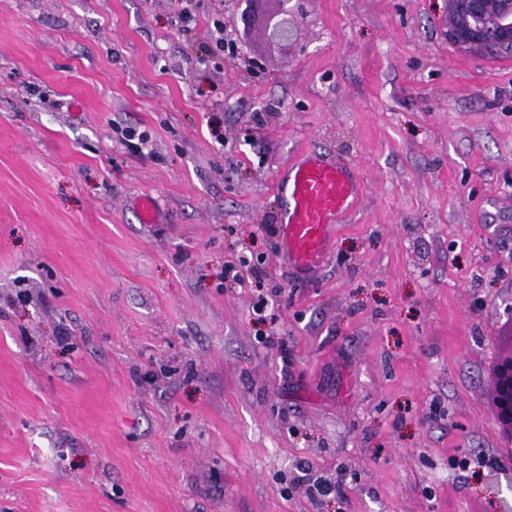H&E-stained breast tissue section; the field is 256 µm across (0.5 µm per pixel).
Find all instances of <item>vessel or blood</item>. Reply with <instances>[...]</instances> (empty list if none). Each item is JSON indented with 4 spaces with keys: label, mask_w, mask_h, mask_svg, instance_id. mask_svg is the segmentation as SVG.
Wrapping results in <instances>:
<instances>
[{
    "label": "vessel or blood",
    "mask_w": 512,
    "mask_h": 512,
    "mask_svg": "<svg viewBox=\"0 0 512 512\" xmlns=\"http://www.w3.org/2000/svg\"><path fill=\"white\" fill-rule=\"evenodd\" d=\"M276 223L282 247L306 277L328 254L331 232L357 203L361 183L345 164L302 152L277 179Z\"/></svg>",
    "instance_id": "b4317fda"
}]
</instances>
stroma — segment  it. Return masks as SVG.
Wrapping results in <instances>:
<instances>
[{
    "mask_svg": "<svg viewBox=\"0 0 512 512\" xmlns=\"http://www.w3.org/2000/svg\"><path fill=\"white\" fill-rule=\"evenodd\" d=\"M180 9L0 0V512H496L512 57L447 0L235 53L226 0ZM306 149L363 191L304 281L266 227Z\"/></svg>",
    "mask_w": 512,
    "mask_h": 512,
    "instance_id": "obj_1",
    "label": "stroma"
}]
</instances>
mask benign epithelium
Here are the masks:
<instances>
[{"label":"benign epithelium","mask_w":512,"mask_h":512,"mask_svg":"<svg viewBox=\"0 0 512 512\" xmlns=\"http://www.w3.org/2000/svg\"><path fill=\"white\" fill-rule=\"evenodd\" d=\"M243 25H248L262 0H230ZM273 10L262 24L268 39L290 45L304 0H272ZM448 41L462 50H482L512 57V0H448Z\"/></svg>","instance_id":"7a95c632"}]
</instances>
